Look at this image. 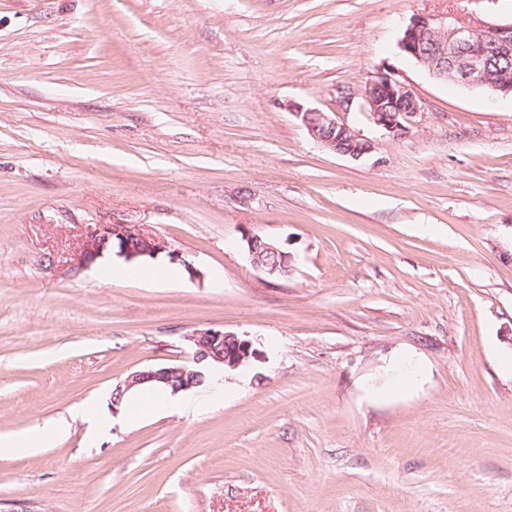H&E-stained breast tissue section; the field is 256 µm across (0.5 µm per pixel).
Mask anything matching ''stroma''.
I'll return each instance as SVG.
<instances>
[{
  "mask_svg": "<svg viewBox=\"0 0 512 512\" xmlns=\"http://www.w3.org/2000/svg\"><path fill=\"white\" fill-rule=\"evenodd\" d=\"M448 13L508 22L512 0H0V435L111 403L199 329L260 353L223 396L187 392L212 397L200 416L75 421L0 459V512H512V100L398 49ZM382 66L424 110L398 139L339 113L371 155L288 110H334ZM113 222L198 278L76 269ZM243 240L244 250L256 268L271 276L288 273L292 257L276 241L257 233H249ZM270 258L274 260L268 261Z\"/></svg>",
  "mask_w": 512,
  "mask_h": 512,
  "instance_id": "35a3bbf8",
  "label": "stroma"
}]
</instances>
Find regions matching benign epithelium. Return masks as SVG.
Returning a JSON list of instances; mask_svg holds the SVG:
<instances>
[{
  "label": "benign epithelium",
  "instance_id": "7a95c632",
  "mask_svg": "<svg viewBox=\"0 0 512 512\" xmlns=\"http://www.w3.org/2000/svg\"><path fill=\"white\" fill-rule=\"evenodd\" d=\"M398 48L437 80L451 78L467 88H480L498 98H512V78L495 76L488 69L491 56L512 51V21L465 22L451 14H417L403 28ZM336 103L335 112L294 104L288 105V110L319 147L354 160L370 155L374 143L338 120L336 112H363L384 134L397 138L408 132L410 120L422 109L414 91L388 70L377 72L360 90L340 91ZM338 135L349 136L352 147L342 146L336 139ZM244 250L251 263L266 274L288 273L292 257L276 241L250 233L244 238ZM108 251L126 262L148 256L155 258L165 252L171 262L183 265L190 278L199 276L198 270L179 252L167 249L165 242L134 224L122 223L89 226L76 268L91 267ZM186 340L190 346L186 363L135 371L117 384L112 390V413L118 412L127 393L145 385L173 394L186 392L210 380L216 369H237L260 358L250 341L222 330H197L186 336Z\"/></svg>",
  "mask_w": 512,
  "mask_h": 512
}]
</instances>
